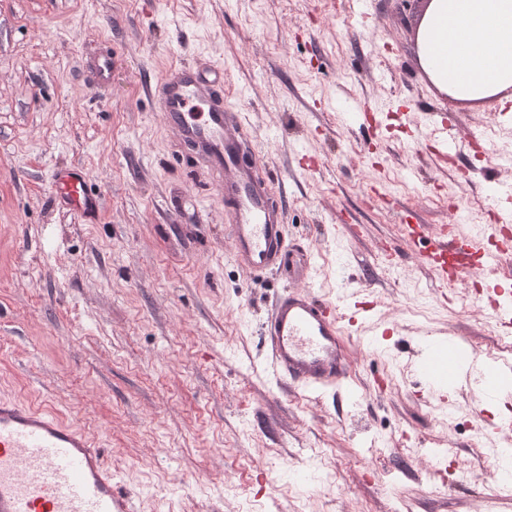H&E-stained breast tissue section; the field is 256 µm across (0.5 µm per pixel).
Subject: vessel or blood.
<instances>
[{
	"label": "vessel or blood",
	"mask_w": 512,
	"mask_h": 512,
	"mask_svg": "<svg viewBox=\"0 0 512 512\" xmlns=\"http://www.w3.org/2000/svg\"><path fill=\"white\" fill-rule=\"evenodd\" d=\"M163 120L207 166L224 196L234 255L251 271L279 267L288 246L285 216L255 161L244 155L246 136L224 103V68L176 63L156 86ZM431 135L445 153L460 150L452 120L430 116ZM69 209L100 210L102 197L81 168L60 171L53 183ZM283 384L318 391L348 376L334 305L308 291L282 294L262 326ZM430 392L447 399L458 383L478 378L494 394L512 391V361L482 356L464 340L426 332L414 363ZM0 512H137L132 493L116 490L103 451L81 428L50 412L0 398Z\"/></svg>",
	"instance_id": "1"
}]
</instances>
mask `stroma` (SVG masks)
I'll use <instances>...</instances> for the list:
<instances>
[{
  "label": "stroma",
  "instance_id": "1",
  "mask_svg": "<svg viewBox=\"0 0 512 512\" xmlns=\"http://www.w3.org/2000/svg\"><path fill=\"white\" fill-rule=\"evenodd\" d=\"M421 0H0V397L45 407L102 448L139 512H512L470 467L512 436V398L431 397L407 352L427 329L512 346L486 295L419 255L442 225L494 238L508 206L512 94L464 103L422 69ZM111 46L109 87L86 63ZM175 62L224 66L289 251L254 273L231 253L208 170L151 94ZM365 107L345 120L333 101ZM467 144L439 161L427 113ZM103 205L69 210L55 169ZM501 189L492 197L489 188ZM394 335L347 332L350 393L283 388L261 326L286 291Z\"/></svg>",
  "mask_w": 512,
  "mask_h": 512
}]
</instances>
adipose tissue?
I'll return each mask as SVG.
<instances>
[{"label": "adipose tissue", "instance_id": "adipose-tissue-1", "mask_svg": "<svg viewBox=\"0 0 512 512\" xmlns=\"http://www.w3.org/2000/svg\"><path fill=\"white\" fill-rule=\"evenodd\" d=\"M419 61L442 90L477 101L512 89V0H429Z\"/></svg>", "mask_w": 512, "mask_h": 512}]
</instances>
